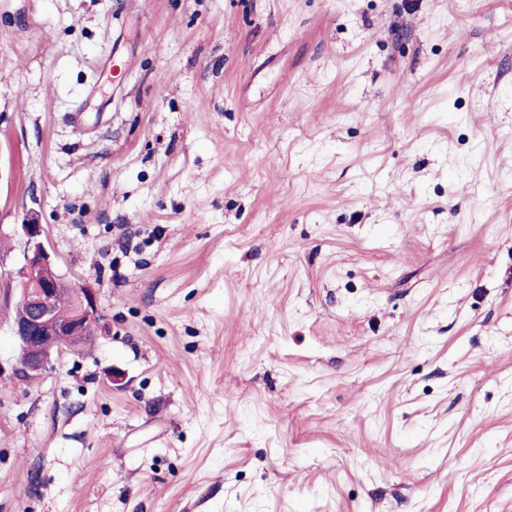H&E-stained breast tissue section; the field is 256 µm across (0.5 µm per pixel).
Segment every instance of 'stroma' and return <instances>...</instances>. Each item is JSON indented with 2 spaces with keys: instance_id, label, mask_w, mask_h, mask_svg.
I'll return each instance as SVG.
<instances>
[{
  "instance_id": "1",
  "label": "stroma",
  "mask_w": 512,
  "mask_h": 512,
  "mask_svg": "<svg viewBox=\"0 0 512 512\" xmlns=\"http://www.w3.org/2000/svg\"><path fill=\"white\" fill-rule=\"evenodd\" d=\"M0 230V512H512V0H0ZM17 226L23 244L17 284L18 309L23 312V318L14 321L12 330L22 353L19 374L31 377L45 371L54 355L60 356L95 336L103 315L92 288L75 286L58 271L43 242V224L31 217ZM67 294L76 296L77 305L62 315L54 304L60 311L68 312L73 305L72 297L58 298Z\"/></svg>"
}]
</instances>
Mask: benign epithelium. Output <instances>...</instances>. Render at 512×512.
I'll return each instance as SVG.
<instances>
[{"label": "benign epithelium", "mask_w": 512, "mask_h": 512, "mask_svg": "<svg viewBox=\"0 0 512 512\" xmlns=\"http://www.w3.org/2000/svg\"><path fill=\"white\" fill-rule=\"evenodd\" d=\"M23 244V262L18 271V309L23 318L13 323L22 360L19 374H41L54 356L98 333L103 315L95 291L75 286L65 279L43 242L44 227L30 218L18 225ZM73 294L76 307L63 315L54 306L60 296Z\"/></svg>", "instance_id": "obj_1"}]
</instances>
